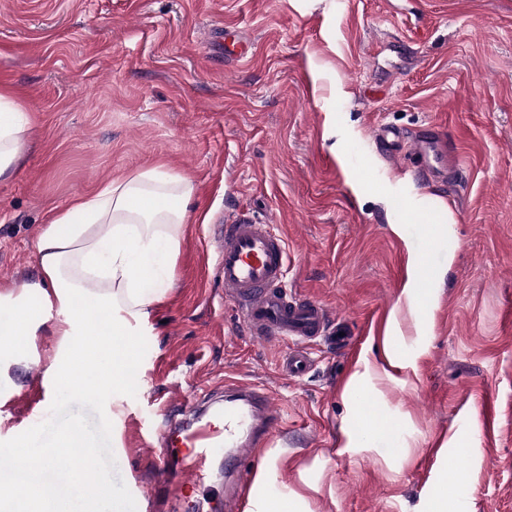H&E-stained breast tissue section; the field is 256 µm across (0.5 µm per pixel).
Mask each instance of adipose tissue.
<instances>
[{
  "label": "adipose tissue",
  "instance_id": "1",
  "mask_svg": "<svg viewBox=\"0 0 512 512\" xmlns=\"http://www.w3.org/2000/svg\"><path fill=\"white\" fill-rule=\"evenodd\" d=\"M31 131L18 98L0 90V180L11 176ZM194 191L191 179L154 167L109 181L54 212L37 242L40 278L29 296L0 290V304L12 307L9 325H0V341L19 344L32 326L59 312L60 335L98 339L100 364L95 376L81 382L82 393L121 382L125 356L119 344L166 297Z\"/></svg>",
  "mask_w": 512,
  "mask_h": 512
}]
</instances>
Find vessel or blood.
<instances>
[{"label": "vessel or blood", "instance_id": "obj_1", "mask_svg": "<svg viewBox=\"0 0 512 512\" xmlns=\"http://www.w3.org/2000/svg\"><path fill=\"white\" fill-rule=\"evenodd\" d=\"M375 142L385 159L392 163L413 160V173L427 178L446 171L454 179L464 176L456 154L447 152L441 131L411 139L400 138L387 127L377 129ZM216 276L224 296L233 302L240 318L252 334L263 340L290 339L295 343L283 369L300 378L310 368L304 349L306 342L320 336L327 326V312L315 301L295 299L283 288L288 260L284 240L265 222L249 214L237 213L231 220L215 225ZM281 414L267 391L257 386L228 384L224 387L222 428L204 425L190 441L194 448L225 446L228 453L224 468L230 488L224 493V512H240L254 484L249 462L258 449L266 447L280 427ZM180 433L170 430L157 437L153 466L169 486L196 484L195 470L172 471L169 450L179 441Z\"/></svg>", "mask_w": 512, "mask_h": 512}]
</instances>
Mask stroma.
I'll return each mask as SVG.
<instances>
[{
  "mask_svg": "<svg viewBox=\"0 0 512 512\" xmlns=\"http://www.w3.org/2000/svg\"><path fill=\"white\" fill-rule=\"evenodd\" d=\"M0 87L33 129L0 182V285L38 280L48 216L108 180L162 165L196 187L137 393L105 407L137 512H159L167 402L227 379L283 416L244 512H433L446 495L512 512V0H0ZM433 124L468 179L379 154L377 128ZM432 198L454 223L420 224ZM240 211L286 241L289 293L351 338L309 342L304 377L217 285L211 227ZM61 342L46 323L0 351V441L48 418ZM366 408L386 423L369 443ZM224 455L173 450L201 474L191 512L222 496Z\"/></svg>",
  "mask_w": 512,
  "mask_h": 512,
  "instance_id": "obj_1",
  "label": "stroma"
}]
</instances>
